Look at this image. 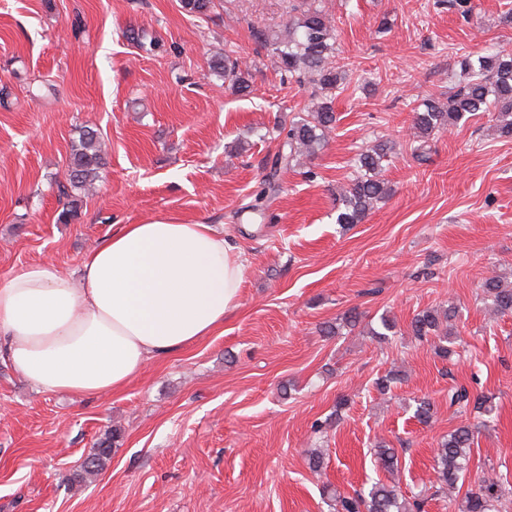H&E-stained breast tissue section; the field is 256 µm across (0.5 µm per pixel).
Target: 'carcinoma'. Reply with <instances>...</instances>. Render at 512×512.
<instances>
[{"mask_svg": "<svg viewBox=\"0 0 512 512\" xmlns=\"http://www.w3.org/2000/svg\"><path fill=\"white\" fill-rule=\"evenodd\" d=\"M181 8L191 15H204L214 6V0H180ZM333 30L323 10L308 9L301 17L291 21L287 34L272 41H264L272 47L278 69L286 78L310 77L322 90L342 89L346 84L348 65L335 60ZM211 71L224 77L238 95L249 93V70L239 60L217 55L211 63ZM310 113L290 124L283 143L271 158L269 173L263 181L264 191L274 188V180L293 166L297 155H313L324 147L329 133L338 121L334 99L329 97L313 106H304ZM480 112H495L496 131L505 138L512 137V53L496 51L477 58V67L471 69L468 82L453 92L446 100L432 95L424 98L413 109L414 138L410 143L412 155L419 161L427 158V143L438 132L458 124ZM391 147L378 141L362 151L356 158L357 175L349 183L336 189L338 201L336 223L360 224L381 200L390 194L388 183L382 178L384 162L388 161ZM105 144L96 131L84 129L78 142L72 146L66 179L58 183L59 196L66 199L62 218L74 217L85 197L93 188L99 170L105 165ZM482 292L491 301L492 309L500 315L512 314V287L501 283L496 276L486 278ZM456 308L440 311L429 307L416 313L408 325V332L420 339L438 337L435 353L442 359L453 354L451 345L458 339L453 321ZM414 416L421 422L429 421L434 414V403L423 396L414 399ZM448 403L477 414L491 411L490 400L484 396H470L463 387L448 391ZM480 424L465 421L448 433L438 448L434 471L438 484L435 495L445 496L464 478L470 461L471 448ZM120 437V431L112 428L97 442L94 452L87 457L82 469L93 476L103 470L112 454V446ZM376 461L386 470L394 468L396 450L386 442L375 445ZM334 512H423L424 500L406 498L394 484L377 482L366 493L333 494ZM512 505V487L487 472L479 478L477 491L467 492L457 504V512H502Z\"/></svg>", "mask_w": 512, "mask_h": 512, "instance_id": "cac0c4a2", "label": "carcinoma"}]
</instances>
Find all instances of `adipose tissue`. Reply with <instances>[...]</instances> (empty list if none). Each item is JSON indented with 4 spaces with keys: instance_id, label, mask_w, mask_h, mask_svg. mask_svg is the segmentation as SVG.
I'll return each instance as SVG.
<instances>
[{
    "instance_id": "adipose-tissue-1",
    "label": "adipose tissue",
    "mask_w": 512,
    "mask_h": 512,
    "mask_svg": "<svg viewBox=\"0 0 512 512\" xmlns=\"http://www.w3.org/2000/svg\"><path fill=\"white\" fill-rule=\"evenodd\" d=\"M243 261L213 224H123L82 259L0 280V358L38 390H117L151 359L211 335L239 305Z\"/></svg>"
}]
</instances>
